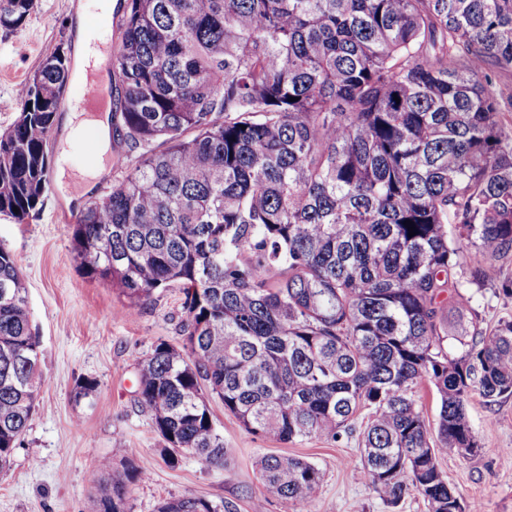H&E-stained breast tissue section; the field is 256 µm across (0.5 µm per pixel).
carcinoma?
I'll return each mask as SVG.
<instances>
[{
    "label": "carcinoma",
    "instance_id": "1",
    "mask_svg": "<svg viewBox=\"0 0 512 512\" xmlns=\"http://www.w3.org/2000/svg\"><path fill=\"white\" fill-rule=\"evenodd\" d=\"M34 5L0 0V29ZM118 12L116 167L130 153L138 165L81 211L73 242L131 312L182 288L183 348L137 358L164 456L226 462L216 396L284 443L359 434L363 483L387 504L416 492L429 512H473L439 458L479 448L472 397L512 396V318L482 326L459 291L512 299V99L496 85L512 71V0H120ZM36 74L0 128V213L20 222L48 187L70 61ZM37 358L17 260L0 248V469L33 417ZM258 467L268 498L312 512L313 463L271 453ZM93 512H127L124 483ZM156 512L221 510L182 497Z\"/></svg>",
    "mask_w": 512,
    "mask_h": 512
}]
</instances>
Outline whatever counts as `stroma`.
I'll use <instances>...</instances> for the list:
<instances>
[{
    "mask_svg": "<svg viewBox=\"0 0 512 512\" xmlns=\"http://www.w3.org/2000/svg\"><path fill=\"white\" fill-rule=\"evenodd\" d=\"M96 3L35 0L21 28L0 30V126L18 117L17 91L25 80L58 46L72 44L70 21L77 12L106 41L116 39L115 25ZM65 136L63 120H56L49 148L55 166L76 176L91 160L83 141ZM83 206L80 200L66 202L55 188L24 221L0 213V247L16 258L27 288L41 373L36 412L10 466L0 470V512H89L117 480L126 484L128 512H155L160 501L185 496L226 505L227 512H292L289 503L263 496L257 462L269 453L296 456L320 469L314 512H428L418 493L392 507L367 489L359 476L357 438L338 445L316 438L285 444L247 432L217 398L210 407L230 450L228 464L209 465L189 454L166 463L163 443L137 401L136 359L161 340L182 347L184 295L177 288L156 291L129 314L118 289L88 277L79 265L73 228ZM82 379L95 380L97 388L77 403L74 388ZM469 414L478 452L442 457L440 468L466 504L481 512H512V397H474ZM104 459L111 460V470L91 481ZM133 468L143 479L127 480Z\"/></svg>",
    "mask_w": 512,
    "mask_h": 512,
    "instance_id": "1",
    "label": "stroma"
}]
</instances>
